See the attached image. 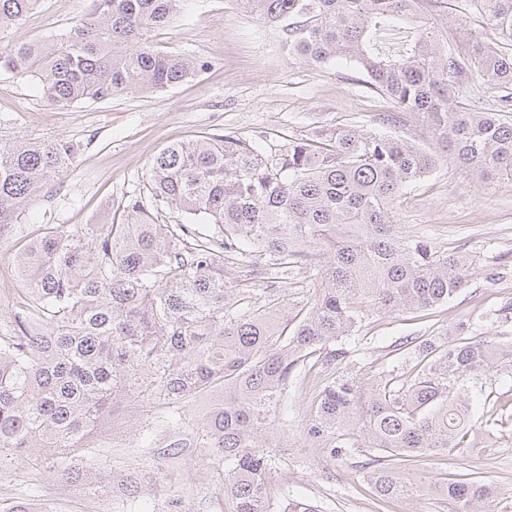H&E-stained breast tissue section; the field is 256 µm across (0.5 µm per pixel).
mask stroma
Instances as JSON below:
<instances>
[{
    "instance_id": "1",
    "label": "stroma",
    "mask_w": 512,
    "mask_h": 512,
    "mask_svg": "<svg viewBox=\"0 0 512 512\" xmlns=\"http://www.w3.org/2000/svg\"><path fill=\"white\" fill-rule=\"evenodd\" d=\"M88 7L89 0H40L21 23L0 24V49L63 33ZM152 40L160 51L205 61V69L165 92H133L68 108L49 103L38 84L0 70V137L64 139L78 147L59 185L41 194L13 225L8 253L61 227L98 223L110 208L143 193L149 160L172 142L232 133L278 144L336 124L379 129L390 112L384 98L351 80L345 64L294 60L281 28L253 18L239 0H184L180 16L155 29ZM399 218L409 234L441 251H466L477 265L448 303L429 311L373 315L348 337L354 371L364 378L401 365L402 344L410 336H445L463 321L474 340L512 336V320L495 316L512 305V183H482L447 162L404 196ZM8 253L0 257V301L17 285ZM496 267L501 275L488 278ZM321 377L317 367L297 372L277 411L289 445L273 451L271 512H282L291 501L314 503L320 512H448L442 501L388 503L375 496L362 481L375 456L369 448L334 457L310 447L304 427ZM469 399L475 420L491 423L478 434L479 450L464 448L424 461L420 471L444 481L474 476L512 493V410L504 406L512 399V378L489 372L483 390ZM136 419L134 406L119 408L114 445L96 455L115 478L153 471L135 512H165L172 498L183 500L185 512H224L206 449L187 448L176 459L163 456L130 433ZM27 477L23 465L1 474L0 500L30 490L55 503L57 512H112L111 495L87 497L66 485L57 468L41 469L33 483Z\"/></svg>"
}]
</instances>
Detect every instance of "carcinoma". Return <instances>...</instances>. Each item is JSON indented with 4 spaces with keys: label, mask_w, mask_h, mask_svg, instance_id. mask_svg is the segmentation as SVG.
Wrapping results in <instances>:
<instances>
[{
    "label": "carcinoma",
    "mask_w": 512,
    "mask_h": 512,
    "mask_svg": "<svg viewBox=\"0 0 512 512\" xmlns=\"http://www.w3.org/2000/svg\"><path fill=\"white\" fill-rule=\"evenodd\" d=\"M39 0H0V23ZM69 30L17 41L0 69L40 85L57 107L171 89L206 67L155 49L150 33L183 0H90ZM280 25L293 57L339 60L415 116L437 152L391 130L322 129L278 145L232 133L176 142L148 165L147 194L118 205L120 222L87 224L32 242L12 258L19 287L0 310V472L76 460L63 470L89 495L111 479L95 455L119 402L140 404L139 436L163 452L206 448L221 466L224 512H270L266 448L293 373L316 357L327 377L304 431L331 456L354 434L391 461L364 480L382 500L423 496L448 512H512V499L478 478L438 483L412 464L478 447L468 391L494 368L512 378V343L414 336L404 363L361 378L342 340L374 313L426 310L469 282L476 260L435 250L398 223V204L443 161L479 180L512 181V0H240ZM474 12L498 30L464 33L448 11ZM473 82L479 96L456 100ZM494 107L484 106V97ZM62 139L0 138V245L38 194L71 166ZM177 212L183 224H161ZM202 396L218 404L193 423ZM142 485L125 483L121 512Z\"/></svg>",
    "instance_id": "cac0c4a2"
}]
</instances>
